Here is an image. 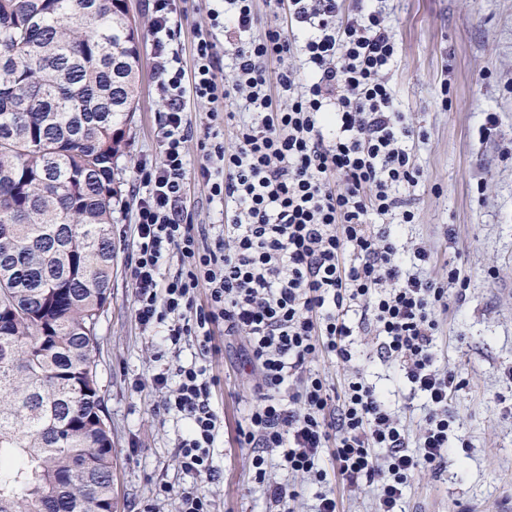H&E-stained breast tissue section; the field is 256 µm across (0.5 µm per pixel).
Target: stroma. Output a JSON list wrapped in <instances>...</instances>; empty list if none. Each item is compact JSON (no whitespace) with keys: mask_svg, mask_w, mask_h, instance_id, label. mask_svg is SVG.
<instances>
[{"mask_svg":"<svg viewBox=\"0 0 512 512\" xmlns=\"http://www.w3.org/2000/svg\"><path fill=\"white\" fill-rule=\"evenodd\" d=\"M398 60L388 74L396 101L425 137L413 149L424 170L415 190L416 221L405 245L434 253L426 272L445 278L449 268L467 277L465 300H450L440 317L435 364L465 382L449 406L464 445L442 465L419 471L406 490L405 512H512V0H392ZM210 26L207 0H189L173 44L191 65L199 29ZM151 49L142 53L138 109L119 160L122 200L112 215L117 260L109 304L97 331L100 394L112 431L116 512H179L191 478L173 456L181 421L157 413L161 395L149 384L157 347L136 322L127 273L136 200L130 188L137 166L158 155V119L164 102ZM449 106H442V85ZM498 125L486 130L488 113ZM360 361L370 382L391 392L396 414L418 431L426 411L377 350L358 336ZM215 405L224 433L214 451L217 472L202 487L214 512H266L250 471V449L236 441L247 408L250 368L238 350L212 363ZM169 493L159 496L160 486Z\"/></svg>","mask_w":512,"mask_h":512,"instance_id":"stroma-1","label":"stroma"}]
</instances>
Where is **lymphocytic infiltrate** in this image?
<instances>
[{"label": "lymphocytic infiltrate", "instance_id": "obj_1", "mask_svg": "<svg viewBox=\"0 0 512 512\" xmlns=\"http://www.w3.org/2000/svg\"><path fill=\"white\" fill-rule=\"evenodd\" d=\"M187 2L147 0L164 110L160 160L137 170L128 264L137 323L170 349L189 342L197 350L191 363L150 379L163 395L161 411L187 424L175 460L194 484L183 489L180 512H213L196 482L212 474L224 428L209 364L220 351L219 331L240 340L256 373L237 441L252 451L267 512H286L297 497L292 484L268 479L273 452L289 475L320 485L314 512H338L334 479L374 488V512H398L413 476L454 449L448 403L464 382L435 357L448 290L468 285L453 267L447 279L426 276L433 254L423 246L402 261L392 230L414 223L411 194L424 172L406 145L414 130L387 80L399 55L387 0H354L345 20L340 0H288L290 20L313 31L299 49L278 26L252 36L254 0H224L211 11V29L197 36L189 72L170 48L172 20ZM221 30L237 36L228 79L217 50ZM296 53L301 69L285 67ZM274 62L282 65L284 107L270 94ZM234 94L245 114L225 111ZM192 101L209 107L204 131L188 116ZM228 125L235 129L230 148ZM192 142L202 153L194 169ZM192 180L210 202L231 208L219 231L193 223L185 205ZM357 332L375 337L382 357L425 398L418 434L363 373L337 391L311 370L320 355L355 364Z\"/></svg>", "mask_w": 512, "mask_h": 512}]
</instances>
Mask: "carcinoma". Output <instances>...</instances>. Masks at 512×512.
Returning <instances> with one entry per match:
<instances>
[{
	"instance_id": "1",
	"label": "carcinoma",
	"mask_w": 512,
	"mask_h": 512,
	"mask_svg": "<svg viewBox=\"0 0 512 512\" xmlns=\"http://www.w3.org/2000/svg\"><path fill=\"white\" fill-rule=\"evenodd\" d=\"M141 34L126 0H0V512H113L93 351Z\"/></svg>"
}]
</instances>
